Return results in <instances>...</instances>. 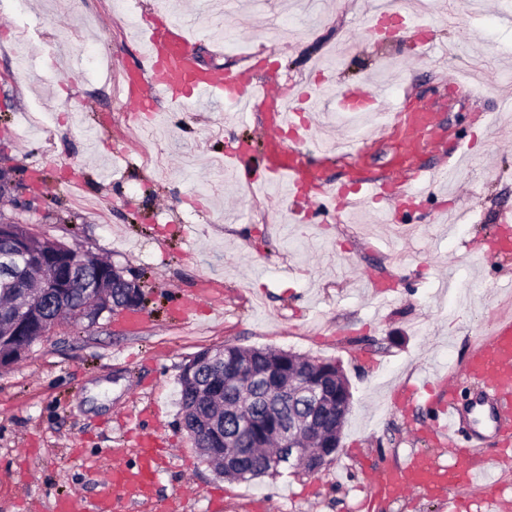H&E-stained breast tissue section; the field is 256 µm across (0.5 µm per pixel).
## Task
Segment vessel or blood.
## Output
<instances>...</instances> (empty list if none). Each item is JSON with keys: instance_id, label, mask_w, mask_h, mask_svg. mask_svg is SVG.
Here are the masks:
<instances>
[{"instance_id": "b4317fda", "label": "vessel or blood", "mask_w": 512, "mask_h": 512, "mask_svg": "<svg viewBox=\"0 0 512 512\" xmlns=\"http://www.w3.org/2000/svg\"><path fill=\"white\" fill-rule=\"evenodd\" d=\"M147 58L137 61L128 77L125 106L131 112H151L158 98L175 104H185L191 98L222 97L237 110L251 111L266 107L270 113L264 137L267 155V183L286 182L287 202L292 212L299 213L308 201L300 188L321 179L316 165L320 145H308L309 127L297 121L283 90L269 91L263 83L254 81L250 69L234 74L202 69L194 53L195 39L191 25L185 20L165 21L146 28ZM338 108L343 112L374 111L378 99L360 90L337 92ZM430 113L418 112L407 123L408 136L405 160L399 164L394 178L369 179L359 189L363 199L380 200L386 195L402 198L417 188L428 187L447 176L441 167L415 165V140L419 133L431 130ZM290 130L294 145H286L283 130ZM499 231L481 247L485 257L512 250V212L498 216ZM464 374L479 388L467 407H460L456 389H449L447 401L435 407L431 431L438 443L447 445L450 461L441 465L427 452H416L405 463L377 469L373 487L386 498L404 497L426 492L442 497L444 512H463L466 502L460 496L444 497L450 487L467 488L474 482L468 459L471 449L458 443L462 416H469L475 427L502 435L512 424V318L503 316L493 321L490 331L475 346ZM159 472L157 451L152 441L142 443L135 466H114L107 474L113 492L95 501L65 495L55 502L54 512H125L127 504L150 496ZM483 512H512V498L495 485H486L481 499Z\"/></svg>"}]
</instances>
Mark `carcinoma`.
<instances>
[{"label": "carcinoma", "mask_w": 512, "mask_h": 512, "mask_svg": "<svg viewBox=\"0 0 512 512\" xmlns=\"http://www.w3.org/2000/svg\"><path fill=\"white\" fill-rule=\"evenodd\" d=\"M29 297L27 288H0V323L8 324L10 310ZM88 300L83 288H60L46 301L32 321L10 336L0 335V348L17 362L39 339L36 330L44 320L68 317L79 320ZM298 374L324 385L333 405L324 419L329 434L341 431L347 412L336 413V390L341 378L327 374L320 361L296 353L268 348L226 344L215 351L205 349L189 360L178 378L180 426L208 462L223 463L224 449L238 457L237 469L219 471L229 480L249 481L273 476L268 455L277 445L276 435L263 430L268 419L286 421L295 410L281 392L288 376Z\"/></svg>", "instance_id": "cac0c4a2"}]
</instances>
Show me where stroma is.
<instances>
[{
    "mask_svg": "<svg viewBox=\"0 0 512 512\" xmlns=\"http://www.w3.org/2000/svg\"><path fill=\"white\" fill-rule=\"evenodd\" d=\"M188 17L202 68L249 64L255 80L369 89L390 111L436 114L415 160L453 177L402 207L416 237L358 203L350 223L290 215L283 193L251 192L212 159L264 136L267 113L227 119L225 99L161 100L140 127L123 109L138 20L160 2ZM379 0H0V212L41 238L89 250L144 293L138 328L121 311L95 323L64 320L16 363L0 366V512H52L58 495L111 493L104 472L134 464L135 438L156 437L170 458L152 499L132 512H441L437 502L373 496L372 467L426 447L415 418L394 412L399 386L455 381L499 312H512V253L484 261L472 249L512 208V0H401V27L371 37ZM437 51L418 58L420 35ZM32 59L18 71L17 54ZM404 123L389 141L327 162L329 179L356 190L387 176ZM164 147L144 163L147 138ZM217 282L190 325L170 315ZM396 286L380 307L373 285ZM225 344L291 351L337 363L352 404L334 459L320 472L284 469L226 480L179 424V375L198 352ZM459 440L512 494V446L463 425Z\"/></svg>",
    "mask_w": 512,
    "mask_h": 512,
    "instance_id": "obj_1",
    "label": "stroma"
}]
</instances>
